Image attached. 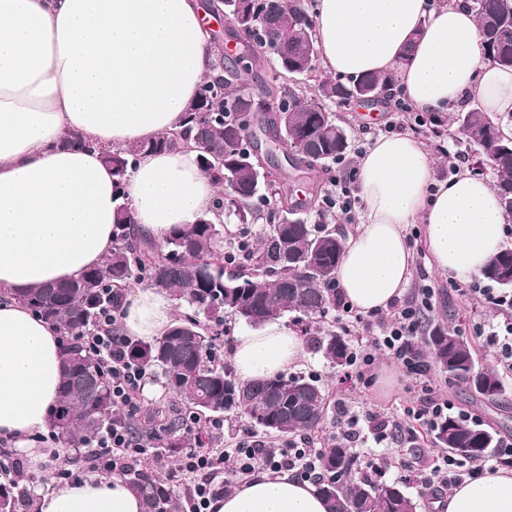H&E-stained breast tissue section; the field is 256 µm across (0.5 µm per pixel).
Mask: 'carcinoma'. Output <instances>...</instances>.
<instances>
[{"instance_id":"obj_1","label":"carcinoma","mask_w":512,"mask_h":512,"mask_svg":"<svg viewBox=\"0 0 512 512\" xmlns=\"http://www.w3.org/2000/svg\"><path fill=\"white\" fill-rule=\"evenodd\" d=\"M233 16L245 27L237 55L211 43L218 75L206 80L187 107L181 128L127 149L107 151L104 160L121 187L137 158L145 152L178 150L194 143L201 170L220 167L216 178L234 189L216 203L215 210L188 227H176L165 237L163 249L134 229L128 204L115 211V245L101 266L62 285L38 287L18 297L31 311L53 324L62 336H76L93 325L100 310L123 299L130 281L163 288L193 314L175 319L168 333L155 342L133 340L129 360L150 366L165 387L196 417L241 414L268 435L292 438L323 431L329 408L328 393L310 376L278 375L243 381L214 353L223 334L224 317L251 326L299 314V333L332 363L345 365L351 356L348 340L326 327L336 311L339 293L332 288L343 237L322 224L300 217L309 208L325 209V197L297 200L289 191L269 193L255 168L244 162L253 150L275 154L272 142L282 134L296 153L280 161V169L312 171L317 165L346 157V129L336 124L331 106L347 107L370 95L388 98L395 75L365 74L356 79L332 80L318 75L316 22L304 0H281L272 9L268 0H234ZM483 34V59L512 67V0H469ZM272 64L278 76H262L246 91L237 86L244 73H259ZM316 76L318 95L309 97L296 76ZM246 108L266 116L260 127L247 131L240 124ZM455 123L466 142L489 156L497 173L496 187L505 214L512 217V139L500 134L487 114L472 107L457 113ZM265 223L258 245L236 234L224 242V221ZM482 276L503 290H512V248L505 249ZM422 343L436 368L464 383L474 395L495 401L505 394L497 372L478 367L473 347L454 327L430 325ZM60 396L49 410L55 436L76 445L87 434L105 430L115 415L111 381L98 358L84 346L64 345ZM183 417L161 405L150 407L133 423L136 437L150 445L165 437L168 448H204L208 428L181 432ZM440 448L464 460H481L498 447L491 427L456 418L442 421L432 434ZM324 477L316 488L327 512H417L418 504L399 483L382 481L357 471L350 449L333 439L321 449ZM120 474L143 499L144 512H180L174 487L129 461ZM36 494L13 478L0 481V512H35Z\"/></svg>"}]
</instances>
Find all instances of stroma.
<instances>
[{
	"label": "stroma",
	"mask_w": 512,
	"mask_h": 512,
	"mask_svg": "<svg viewBox=\"0 0 512 512\" xmlns=\"http://www.w3.org/2000/svg\"><path fill=\"white\" fill-rule=\"evenodd\" d=\"M335 118L338 124L345 127L350 147L345 160L333 165L329 170H315L302 175L307 190L327 192L331 188L332 176L340 175L341 171L356 168L360 156L369 146L370 136L368 126L355 108H335ZM439 136H424V143L435 153L437 162L432 172L435 182L447 181L450 177L449 164H456L458 171H479L481 176L490 178L494 172L478 151L465 145L458 128L451 119L450 113H442ZM408 239L414 253V276L425 279L427 284L435 290L432 299V308L429 313L431 321L449 322L466 337L475 348L477 359L482 367L499 368L497 348L489 343L486 337L476 332L477 326H499L512 320V307L496 305L493 297L499 294V287L490 286L483 277H473L474 292L463 294L457 291L454 279L441 276L431 265L429 252L425 245L422 225H412L408 231ZM490 288V295H482V288ZM374 364L372 370L374 380L371 387L356 386L344 382L343 368L330 364L321 352L306 349L305 356L292 372L296 375L317 377L326 387L330 399H344L354 410L399 414L407 402L409 394L408 378L394 363L387 352L376 349L372 352ZM501 371L506 392L497 401L490 402L475 398L460 382L448 379L438 369H431L430 376L441 392L452 396L458 404L475 414L484 424L493 427L498 436L512 437V371ZM223 431L220 436L214 437L213 447L231 448L237 443L253 440H263L271 448H287L302 446L310 443L320 447L327 443L334 432L339 431L340 425L335 415H328L322 433L303 439L302 437L281 438L262 435L254 429L247 418L228 415L223 417ZM440 448L435 447L430 436L420 437L416 448L410 449L406 456H399L393 452L384 451L373 437H366L361 447L354 449L358 468H365L367 462L374 458H382L385 470L384 478L388 481L402 483L405 491L421 503L420 512H436L433 498L424 493L416 479L417 474L423 472L425 466L440 455ZM408 459L410 468L400 466V459Z\"/></svg>",
	"instance_id": "stroma-1"
}]
</instances>
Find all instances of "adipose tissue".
I'll list each match as a JSON object with an SVG mask.
<instances>
[{
	"label": "adipose tissue",
	"mask_w": 512,
	"mask_h": 512,
	"mask_svg": "<svg viewBox=\"0 0 512 512\" xmlns=\"http://www.w3.org/2000/svg\"><path fill=\"white\" fill-rule=\"evenodd\" d=\"M198 0H0V439L39 466L47 414L59 398L58 330L18 296L100 266L114 243L118 199L137 228L163 242L213 210L220 186L197 150L140 155L116 187L101 149H121L179 128L215 71ZM317 48L336 77L397 72L400 91L427 112L475 101L512 134V68L483 61V39L464 0H316ZM409 61H402L405 47ZM71 134L84 148L64 146ZM434 157L410 133L378 137L358 160L364 221L348 234L336 282L360 313L386 309L413 275L407 230L425 227L437 272L482 273L501 250L505 214L490 179L460 173L433 184ZM168 293L134 288L124 331L144 341L172 324ZM302 336L279 319L236 336L232 363L254 380L288 371ZM442 512H512V471L456 484ZM214 512H326L315 485L255 474ZM37 512H143L121 478L91 476L39 496Z\"/></svg>",
	"instance_id": "adipose-tissue-1"
}]
</instances>
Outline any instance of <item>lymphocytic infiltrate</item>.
Wrapping results in <instances>:
<instances>
[{
    "mask_svg": "<svg viewBox=\"0 0 512 512\" xmlns=\"http://www.w3.org/2000/svg\"><path fill=\"white\" fill-rule=\"evenodd\" d=\"M432 294V287L422 284L410 297L393 300L387 318L369 319L353 315L355 323L371 336L373 345L385 348L404 374L413 380L414 396L411 405L399 416H362L351 412L345 402H338L336 415L347 421L338 437L347 447H356L364 432L368 431L377 443L389 448H404L412 443L417 430H434L441 421L450 417L472 420L471 412L460 408L438 391L428 376V366L413 347L415 338L425 330ZM80 339L109 372L112 400L124 412L123 418L113 420L106 431L83 443L103 473L109 474L121 463L139 459L147 453L145 445L134 439L130 429L131 419L142 410L141 387L147 371L129 360L128 337L112 309L101 312L97 323L82 333ZM319 454L316 448L274 449L261 442L218 452L187 451L182 459L183 470L203 475L201 481L188 489L191 512H211L212 502L226 487L223 479L227 474L224 471L225 459H234L235 467L229 474L238 481L259 469L275 473L289 471L310 479L318 473ZM485 471V462L461 461L444 454L433 461L427 472L421 474L420 480L425 487L448 490L464 478H475Z\"/></svg>",
    "mask_w": 512,
    "mask_h": 512,
    "instance_id": "lymphocytic-infiltrate-1",
    "label": "lymphocytic infiltrate"
}]
</instances>
